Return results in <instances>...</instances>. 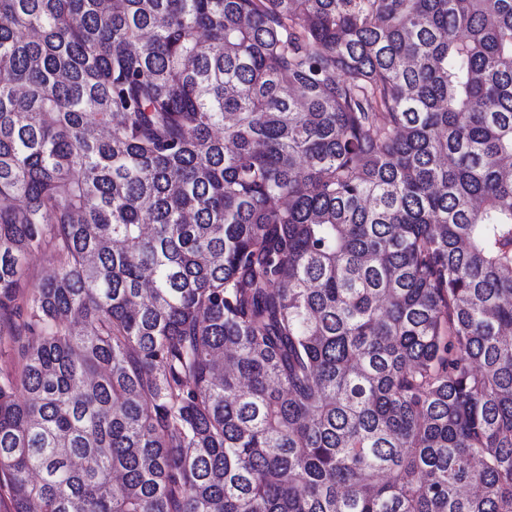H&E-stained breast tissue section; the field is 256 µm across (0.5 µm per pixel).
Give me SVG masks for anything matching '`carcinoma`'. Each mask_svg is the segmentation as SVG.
Returning <instances> with one entry per match:
<instances>
[{
	"instance_id": "1",
	"label": "carcinoma",
	"mask_w": 512,
	"mask_h": 512,
	"mask_svg": "<svg viewBox=\"0 0 512 512\" xmlns=\"http://www.w3.org/2000/svg\"><path fill=\"white\" fill-rule=\"evenodd\" d=\"M511 329L512 0H0L9 512H512ZM49 250L36 252L29 257L26 279L30 285L37 284L53 275L56 268Z\"/></svg>"
}]
</instances>
